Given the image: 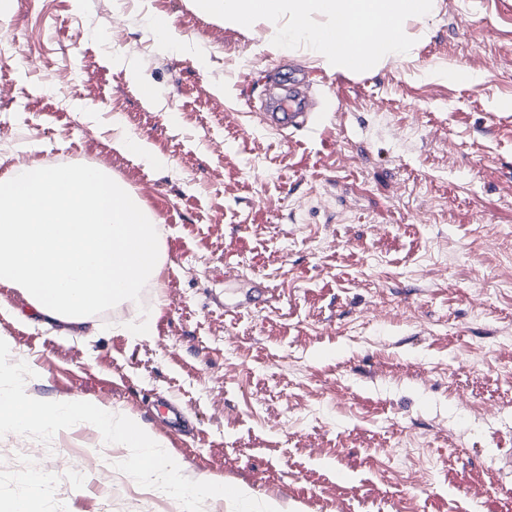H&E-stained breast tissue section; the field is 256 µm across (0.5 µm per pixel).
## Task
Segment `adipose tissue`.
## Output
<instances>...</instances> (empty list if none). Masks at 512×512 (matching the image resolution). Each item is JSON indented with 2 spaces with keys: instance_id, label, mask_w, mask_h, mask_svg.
Listing matches in <instances>:
<instances>
[{
  "instance_id": "obj_1",
  "label": "adipose tissue",
  "mask_w": 512,
  "mask_h": 512,
  "mask_svg": "<svg viewBox=\"0 0 512 512\" xmlns=\"http://www.w3.org/2000/svg\"><path fill=\"white\" fill-rule=\"evenodd\" d=\"M206 14L244 27L287 11L291 39L343 68L366 29L370 63L402 53L405 26L433 0H197ZM156 218L95 166L43 163L0 178V283L24 291L33 323L92 326L94 312L134 302L161 265Z\"/></svg>"
}]
</instances>
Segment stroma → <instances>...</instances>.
<instances>
[{"mask_svg": "<svg viewBox=\"0 0 512 512\" xmlns=\"http://www.w3.org/2000/svg\"><path fill=\"white\" fill-rule=\"evenodd\" d=\"M434 2L401 57L356 72L288 41L284 16L241 28L193 0H17L0 176L106 160L158 219L162 263L148 301L97 312L93 336L30 324L26 294L0 285L26 393L138 419L187 478L282 512H512V0ZM70 67L91 80L64 103L47 78ZM294 71L315 119L282 137L257 114ZM116 118L159 164L114 146ZM168 403L188 432H165ZM73 431L80 447L58 433L35 458L34 439L0 437V499L154 512L116 468L128 449Z\"/></svg>", "mask_w": 512, "mask_h": 512, "instance_id": "1", "label": "stroma"}]
</instances>
